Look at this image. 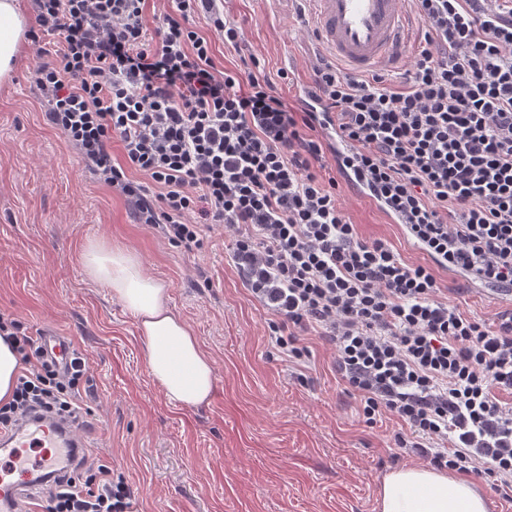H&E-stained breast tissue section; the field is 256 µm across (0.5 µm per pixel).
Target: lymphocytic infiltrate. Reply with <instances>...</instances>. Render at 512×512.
I'll return each mask as SVG.
<instances>
[{
  "mask_svg": "<svg viewBox=\"0 0 512 512\" xmlns=\"http://www.w3.org/2000/svg\"><path fill=\"white\" fill-rule=\"evenodd\" d=\"M146 2L31 0L55 39L34 70L47 122L133 203L138 223L164 225L188 250L202 224L223 225L253 297L279 318L277 345L295 359L303 333L333 345L366 424L395 421V447L512 501V401L501 398L512 394V311L493 326L469 317L437 279L512 289V0H410L425 45L406 89L326 61L322 112L289 105L267 75L216 69L214 41H241L217 0H170L152 32ZM325 125L353 146V166L429 265L360 239L338 181L315 169L331 150ZM0 335L27 366L0 425L31 411L75 416L86 359L61 373L16 320L0 316ZM51 486L45 512H127L131 496L104 464Z\"/></svg>",
  "mask_w": 512,
  "mask_h": 512,
  "instance_id": "obj_1",
  "label": "lymphocytic infiltrate"
}]
</instances>
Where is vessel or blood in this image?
Segmentation results:
<instances>
[{"label": "vessel or blood", "mask_w": 512, "mask_h": 512, "mask_svg": "<svg viewBox=\"0 0 512 512\" xmlns=\"http://www.w3.org/2000/svg\"><path fill=\"white\" fill-rule=\"evenodd\" d=\"M309 26L324 55L350 74L391 71L405 61L412 22L407 0H303ZM40 344L59 365L73 357L71 341L53 330ZM87 446L78 424L31 414L0 430V452L10 463L0 482V512H26L42 490L41 476L74 468Z\"/></svg>", "instance_id": "1"}]
</instances>
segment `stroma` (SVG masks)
Segmentation results:
<instances>
[{"label": "stroma", "instance_id": "obj_1", "mask_svg": "<svg viewBox=\"0 0 512 512\" xmlns=\"http://www.w3.org/2000/svg\"><path fill=\"white\" fill-rule=\"evenodd\" d=\"M241 32L240 51L213 43L217 69L258 57L278 93L295 102L323 55L288 0H224ZM39 59L25 44L12 80L0 86V314L30 336L51 327L88 361L77 403L88 462H106L133 497L129 512H377L384 476L425 459L394 447V424L367 426L336 372V353L308 333L303 365L269 337L272 315L255 300L219 224L189 252L160 228L137 223L129 202L100 181L45 119L33 81ZM339 204L362 239H380L408 263L422 250L370 202L341 189ZM100 240L135 252L166 281L170 304L210 356L207 404L168 401L147 372L133 315L83 270L85 245ZM449 305L492 323L504 305L464 278L439 274Z\"/></svg>", "mask_w": 512, "mask_h": 512}]
</instances>
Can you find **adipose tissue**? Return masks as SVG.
<instances>
[{
    "mask_svg": "<svg viewBox=\"0 0 512 512\" xmlns=\"http://www.w3.org/2000/svg\"><path fill=\"white\" fill-rule=\"evenodd\" d=\"M26 32L18 0H0V84L12 78ZM82 265L91 281L106 285L135 317L147 371L168 400L187 407L207 403L214 388L213 362L172 310L166 282L147 274L135 254L97 240L86 244ZM377 512H488V504L466 480L411 466L384 478Z\"/></svg>",
    "mask_w": 512,
    "mask_h": 512,
    "instance_id": "ef3b65f1",
    "label": "adipose tissue"
}]
</instances>
